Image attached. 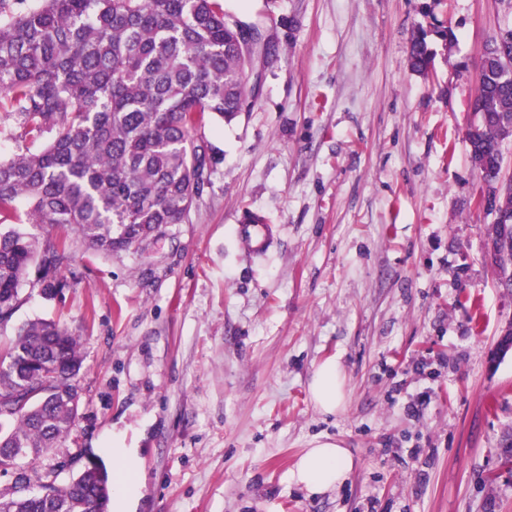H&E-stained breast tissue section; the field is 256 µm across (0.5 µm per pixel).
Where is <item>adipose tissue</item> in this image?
Listing matches in <instances>:
<instances>
[{
    "mask_svg": "<svg viewBox=\"0 0 512 512\" xmlns=\"http://www.w3.org/2000/svg\"><path fill=\"white\" fill-rule=\"evenodd\" d=\"M346 375L339 359L332 358L314 370L309 391L316 407L325 414L338 412L344 401L343 387ZM116 477L112 483V496L118 512H130L138 494L139 481L133 478V453L121 449L115 455ZM354 467L348 449L333 440L314 441L311 448L299 458L290 472V479L309 494L320 495L342 485Z\"/></svg>",
    "mask_w": 512,
    "mask_h": 512,
    "instance_id": "1",
    "label": "adipose tissue"
}]
</instances>
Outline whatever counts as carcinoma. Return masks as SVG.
Returning a JSON list of instances; mask_svg holds the SVG:
<instances>
[{
	"mask_svg": "<svg viewBox=\"0 0 512 512\" xmlns=\"http://www.w3.org/2000/svg\"><path fill=\"white\" fill-rule=\"evenodd\" d=\"M221 0H0V94L19 138L40 141L0 159V327L19 305L33 263L53 297L73 247L106 255L145 250L169 224H183L210 181L201 130L232 121L251 90L248 55L227 26ZM426 31L412 34L408 65L432 68ZM465 139L483 181L497 176L512 138V27L499 28L482 61ZM41 239L3 229L17 204ZM486 239L498 244L497 285L512 290V191L488 200ZM79 339L58 322L21 327L0 350V467L12 470L0 512H108L106 468L64 476L39 459L70 438L80 400L72 379Z\"/></svg>",
	"mask_w": 512,
	"mask_h": 512,
	"instance_id": "carcinoma-1",
	"label": "carcinoma"
}]
</instances>
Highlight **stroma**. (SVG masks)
I'll list each match as a JSON object with an SVG mask.
<instances>
[{"instance_id":"stroma-1","label":"stroma","mask_w":512,"mask_h":512,"mask_svg":"<svg viewBox=\"0 0 512 512\" xmlns=\"http://www.w3.org/2000/svg\"><path fill=\"white\" fill-rule=\"evenodd\" d=\"M261 20L273 56L256 96L206 125L210 183L187 223L143 253L76 249L48 300L25 283L0 346L54 319L81 338L82 401L43 469L112 468L134 449L135 512H512V291L487 255L490 215L465 131L486 40L512 26L504 0H223ZM437 36L429 75L407 61ZM262 215L255 254L234 226ZM346 374L340 412L309 381ZM316 438L354 459L312 496L288 478ZM426 38V31L418 29L412 34L408 49V65L412 71L419 74H427L434 60V54L428 48ZM346 375L338 358H331L314 370L309 391L316 407L325 414L338 412L344 401Z\"/></svg>"}]
</instances>
